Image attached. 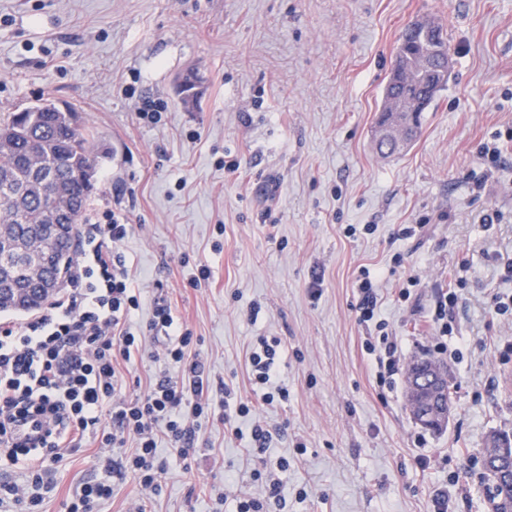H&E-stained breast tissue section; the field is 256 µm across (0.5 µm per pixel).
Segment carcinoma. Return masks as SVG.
<instances>
[{
	"label": "carcinoma",
	"mask_w": 512,
	"mask_h": 512,
	"mask_svg": "<svg viewBox=\"0 0 512 512\" xmlns=\"http://www.w3.org/2000/svg\"><path fill=\"white\" fill-rule=\"evenodd\" d=\"M448 53L447 38L427 19L406 31L395 48L378 127L410 143L420 134L421 112L438 93L440 77L432 60ZM93 140L76 123V113L45 101L0 118V272L14 270L31 282L50 272L49 261L61 254L71 262L75 237H45L42 224H81L97 190ZM43 306L36 294L14 302L0 297V311L29 312ZM491 503L512 499V488L489 479Z\"/></svg>",
	"instance_id": "obj_1"
}]
</instances>
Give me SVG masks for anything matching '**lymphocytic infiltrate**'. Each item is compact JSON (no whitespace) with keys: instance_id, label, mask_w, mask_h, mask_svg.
I'll return each mask as SVG.
<instances>
[{"instance_id":"obj_1","label":"lymphocytic infiltrate","mask_w":512,"mask_h":512,"mask_svg":"<svg viewBox=\"0 0 512 512\" xmlns=\"http://www.w3.org/2000/svg\"><path fill=\"white\" fill-rule=\"evenodd\" d=\"M128 234L122 213L106 210L87 220L65 291L40 315L0 327V467H17L25 475L20 485L0 483V504H10L14 512H36L49 466L88 440L99 448L104 476L67 499L66 512H91L93 504L111 497L112 477L128 473L137 476L142 490L158 493L167 469L158 454L159 438L188 459L212 414L257 453H265L272 441L271 431L255 417V405L288 397L277 382L280 340L258 337L249 354L254 396L242 397L232 383L212 385L193 349L192 330L175 320L162 299L155 301L146 329L164 333L162 355L178 364L181 374L157 373L143 391L126 394L124 373L143 343L131 330L140 301L118 249ZM358 281L356 317L375 324L364 348L375 360L378 384L389 386L403 370V350L388 323L376 318L378 293L369 271H361ZM130 440L135 446L129 452Z\"/></svg>"}]
</instances>
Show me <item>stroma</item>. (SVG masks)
I'll return each mask as SVG.
<instances>
[{
  "instance_id": "stroma-1",
  "label": "stroma",
  "mask_w": 512,
  "mask_h": 512,
  "mask_svg": "<svg viewBox=\"0 0 512 512\" xmlns=\"http://www.w3.org/2000/svg\"><path fill=\"white\" fill-rule=\"evenodd\" d=\"M426 18L447 33L448 84L419 137L384 156L374 134L394 49ZM187 79L195 98L180 91ZM47 98L93 132L91 209H121L132 226L121 250L140 292L135 325L167 297L212 380L245 394L251 343L282 340L288 398L260 409L282 512H433L439 489L448 512H489L481 459L491 434L512 432V319L493 311L512 296L501 279L512 258V0H0V114ZM146 99L163 103L158 122L139 119ZM494 138L502 169L479 192L478 148ZM228 153L233 174L220 167ZM495 211L502 220L484 223ZM348 224L377 230L352 239ZM410 224L422 232L400 236ZM202 265L211 278L196 290ZM363 267L409 361L430 355L438 292L458 290L441 431L415 423L405 377L377 383L353 310ZM159 452L160 494L129 473L92 512L140 499L146 512H235L240 493L259 490L252 457L220 421L203 426L191 465L167 441ZM96 454L87 443L48 470L39 512H63L101 479Z\"/></svg>"
}]
</instances>
